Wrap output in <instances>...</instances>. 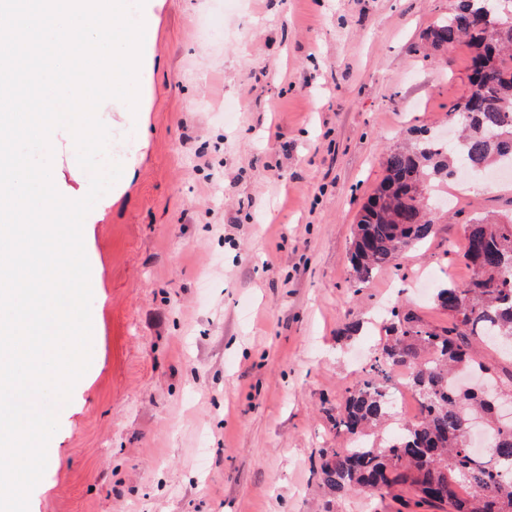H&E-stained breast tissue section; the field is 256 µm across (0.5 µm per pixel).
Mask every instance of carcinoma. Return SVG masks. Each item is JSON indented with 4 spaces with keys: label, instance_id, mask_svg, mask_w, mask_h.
Wrapping results in <instances>:
<instances>
[{
    "label": "carcinoma",
    "instance_id": "cac0c4a2",
    "mask_svg": "<svg viewBox=\"0 0 512 512\" xmlns=\"http://www.w3.org/2000/svg\"><path fill=\"white\" fill-rule=\"evenodd\" d=\"M495 2L458 0L455 11L427 32V48L434 52L462 41L472 49L471 88L448 112L460 134L449 145L420 130L408 145L386 153L385 176L357 221L351 252L356 288L396 266L404 250L430 240L438 188L470 170L512 166V124L505 123L512 114V21L502 20ZM464 237L461 258L470 276L442 283L433 295L435 307L448 313V325L433 327L393 307L384 341L336 409V433L353 442L318 455L316 473L329 494L375 499L405 485L419 501L448 512H512V425L493 421L499 385L478 394L457 382L464 371L490 374L495 381L507 379L512 394V365L498 368L476 356L485 345L512 362V265L502 263L512 252V217L470 219ZM401 367L412 371L409 384L421 409L389 433V388ZM479 417L491 438L484 455L466 439Z\"/></svg>",
    "mask_w": 512,
    "mask_h": 512
}]
</instances>
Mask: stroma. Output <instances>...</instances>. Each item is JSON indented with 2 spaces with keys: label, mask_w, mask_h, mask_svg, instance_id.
I'll use <instances>...</instances> for the list:
<instances>
[{
  "label": "stroma",
  "mask_w": 512,
  "mask_h": 512,
  "mask_svg": "<svg viewBox=\"0 0 512 512\" xmlns=\"http://www.w3.org/2000/svg\"><path fill=\"white\" fill-rule=\"evenodd\" d=\"M456 3L154 0L146 142L84 227L92 359L29 512H397L314 463L386 310L447 324L420 279H467L465 219L512 213L511 175L449 181L428 244L352 284L385 154L470 90L467 44L419 50Z\"/></svg>",
  "instance_id": "obj_1"
}]
</instances>
